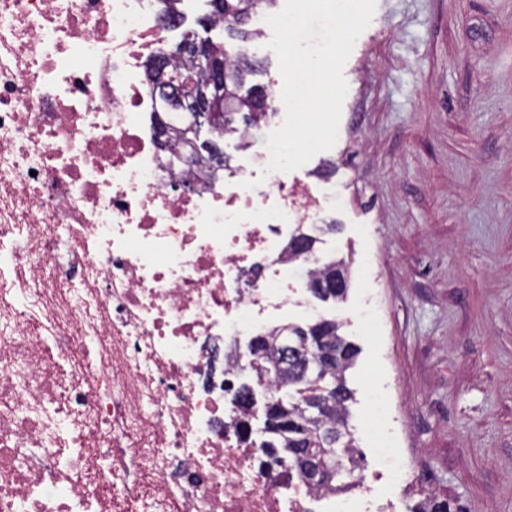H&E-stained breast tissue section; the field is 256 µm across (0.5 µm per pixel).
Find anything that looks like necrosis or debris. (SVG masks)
<instances>
[{
  "label": "necrosis or debris",
  "instance_id": "1",
  "mask_svg": "<svg viewBox=\"0 0 512 512\" xmlns=\"http://www.w3.org/2000/svg\"><path fill=\"white\" fill-rule=\"evenodd\" d=\"M176 33L159 0H0V512H109L145 477L158 512H386L366 476L316 489L261 468L233 428L224 385L246 366L211 349L313 313L304 274L321 260L288 242L336 198L267 172L250 130L225 134L223 177L171 161L153 118L183 115L160 112L144 70ZM49 345L91 354L64 416ZM374 403L365 434L401 490L413 470Z\"/></svg>",
  "mask_w": 512,
  "mask_h": 512
}]
</instances>
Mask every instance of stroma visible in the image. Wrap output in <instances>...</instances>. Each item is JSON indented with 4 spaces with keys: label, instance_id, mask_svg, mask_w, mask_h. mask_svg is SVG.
<instances>
[{
    "label": "stroma",
    "instance_id": "35a3bbf8",
    "mask_svg": "<svg viewBox=\"0 0 512 512\" xmlns=\"http://www.w3.org/2000/svg\"><path fill=\"white\" fill-rule=\"evenodd\" d=\"M343 76L338 140L308 165L338 166L342 206L320 246L351 273L346 299L320 309L360 349L347 381L361 471L386 492L359 436L380 384L417 473L409 505L512 512V0H376Z\"/></svg>",
    "mask_w": 512,
    "mask_h": 512
}]
</instances>
